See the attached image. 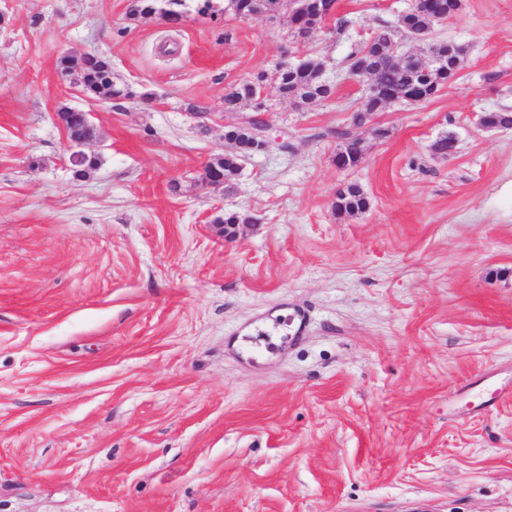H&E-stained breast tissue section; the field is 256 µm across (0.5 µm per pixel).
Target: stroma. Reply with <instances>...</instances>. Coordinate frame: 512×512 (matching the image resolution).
<instances>
[{
	"label": "stroma",
	"mask_w": 512,
	"mask_h": 512,
	"mask_svg": "<svg viewBox=\"0 0 512 512\" xmlns=\"http://www.w3.org/2000/svg\"><path fill=\"white\" fill-rule=\"evenodd\" d=\"M130 2L0 0V512H512V398L482 392L512 386V129L478 123L512 108V0L408 43L464 45L459 78L362 127L346 58L412 0H338L298 41ZM86 53L133 98L74 90L58 61ZM297 55L332 98L267 86L288 149L205 186L225 92ZM64 108L94 127L82 176ZM350 183L369 207L337 215ZM232 211L254 221L228 235ZM133 13L141 15H151L160 13L159 16L167 24L175 27L181 24L184 11L180 8L185 6V0H133ZM144 4L143 7H141ZM141 7V8H140ZM166 18V20L164 18ZM343 143L335 156V163L340 169H350L358 166L364 156L362 140L351 137L347 133H340Z\"/></svg>",
	"instance_id": "35a3bbf8"
}]
</instances>
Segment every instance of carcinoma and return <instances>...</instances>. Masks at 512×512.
<instances>
[{
  "mask_svg": "<svg viewBox=\"0 0 512 512\" xmlns=\"http://www.w3.org/2000/svg\"><path fill=\"white\" fill-rule=\"evenodd\" d=\"M133 13L151 15L158 13L166 18L167 24H181L185 0H133ZM463 7V0H414L411 7L401 15L396 26H380L373 29L362 47L347 57L349 73L358 78H373L378 94H363L359 112H380L393 103L426 102L446 85L454 82L465 62L464 50L448 41H441L430 48V54L440 60L438 65L422 64L411 55L394 59L389 55L392 46L403 40L412 41L433 32L438 21L456 16ZM59 67L77 73L82 82L83 92L96 99L111 96H134L132 90L112 80L111 64L96 55H83L75 60L69 56L59 59ZM275 86L279 94L290 98L300 106L313 101L326 100L333 94V87H324L319 64L312 61L300 67L278 65L275 69ZM267 72L256 79L242 83L224 94V111L237 112L244 101L257 98L260 84L266 82ZM484 127L512 128V111L503 108L484 113L480 118ZM230 150L224 156L209 163L224 175V190L231 191L240 173L243 159L253 153L252 139L248 131L237 125L226 127L224 134ZM343 143L335 156L340 169L358 166L364 156L362 140L347 133L341 134ZM336 212L354 216L368 209L363 190L356 184H349L337 191Z\"/></svg>",
  "mask_w": 512,
  "mask_h": 512,
  "instance_id": "carcinoma-1",
  "label": "carcinoma"
}]
</instances>
